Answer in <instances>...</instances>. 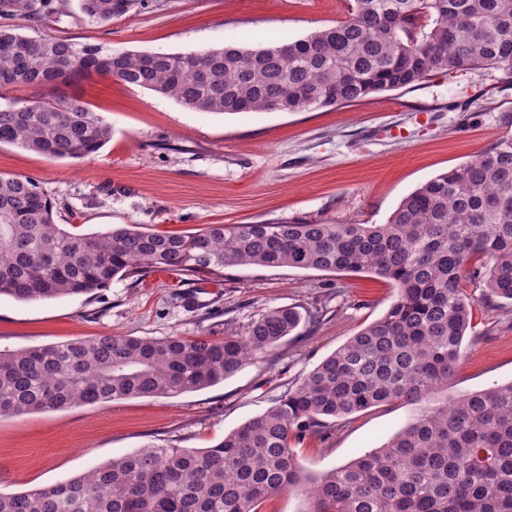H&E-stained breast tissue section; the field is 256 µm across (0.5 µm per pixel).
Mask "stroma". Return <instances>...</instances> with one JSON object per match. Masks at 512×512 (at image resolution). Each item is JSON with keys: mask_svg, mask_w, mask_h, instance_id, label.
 Segmentation results:
<instances>
[{"mask_svg": "<svg viewBox=\"0 0 512 512\" xmlns=\"http://www.w3.org/2000/svg\"><path fill=\"white\" fill-rule=\"evenodd\" d=\"M55 34L112 51L188 52L273 35L296 40L347 16V0H134L96 24L64 0ZM112 127L99 153L54 160L0 145V174H24L75 232L140 224L189 233L207 224L299 220L383 224L434 176L512 134V81L493 69L438 73L413 89L305 112H195L105 76L59 85ZM475 298L472 325L447 391L437 400L512 381V303ZM394 290L367 274L240 266L221 282L151 272L94 294L40 301L0 297V350L61 344L104 333L223 337L278 306L323 312L215 386L0 420V492L49 486L148 445L208 448L265 411L362 326ZM421 406L395 402L354 414L294 451L321 472L384 444Z\"/></svg>", "mask_w": 512, "mask_h": 512, "instance_id": "35a3bbf8", "label": "stroma"}]
</instances>
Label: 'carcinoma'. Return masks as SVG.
<instances>
[{
	"mask_svg": "<svg viewBox=\"0 0 512 512\" xmlns=\"http://www.w3.org/2000/svg\"><path fill=\"white\" fill-rule=\"evenodd\" d=\"M106 23L132 0H81ZM50 0H0V17L52 20ZM512 75V0H349V17L304 38L245 49L126 50L0 27V90L94 75L199 112H303L412 88L437 72ZM111 127L76 98L0 108V144L50 159L97 153ZM29 176L0 174V297L82 296L168 269L221 282L237 266L366 273L396 296L382 316L210 448L146 446L55 485L0 492V512H261L283 493L302 512H512V382L431 403L381 446L320 473L293 445L393 402L448 385L474 298L512 302V136L404 197L385 224H210L185 235L137 224L72 233ZM294 307L222 338L89 339L0 350V419L212 387L290 335Z\"/></svg>",
	"mask_w": 512,
	"mask_h": 512,
	"instance_id": "obj_1",
	"label": "carcinoma"
}]
</instances>
